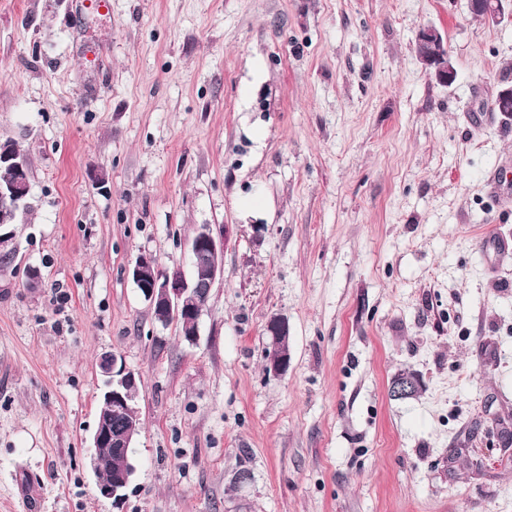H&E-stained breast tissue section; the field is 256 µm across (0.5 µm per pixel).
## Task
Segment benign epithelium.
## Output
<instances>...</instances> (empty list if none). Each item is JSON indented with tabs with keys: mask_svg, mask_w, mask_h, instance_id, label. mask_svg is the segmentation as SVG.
<instances>
[{
	"mask_svg": "<svg viewBox=\"0 0 512 512\" xmlns=\"http://www.w3.org/2000/svg\"><path fill=\"white\" fill-rule=\"evenodd\" d=\"M469 8L480 12L490 25L512 20V0H469ZM418 42L427 47L420 61L436 82L450 86L457 77L448 51L439 48L440 32L433 26L423 27ZM0 168L10 172L8 181L0 183V257L9 259L14 251V232L7 227L17 223L19 211L27 205L30 193L28 168L12 145L0 143ZM224 245L206 224L190 244L191 276L176 268L171 272L160 269L150 254L137 257L129 274L143 299L148 303L154 319L167 324L181 317H195L200 302L209 298L217 279L224 273ZM270 349L268 369L275 375L288 371L291 353L287 346L288 320L273 317L267 324ZM100 374L106 389L98 399L97 423L91 437L90 468L96 476L98 493L112 500L115 506L123 504L134 469H123L107 479L102 477L112 470V456L128 452L133 447V435L125 429L112 426V415H130L138 410L137 396L140 376L128 369L121 357L106 354L99 362ZM421 388L414 372H408L393 382L394 396L408 399Z\"/></svg>",
	"mask_w": 512,
	"mask_h": 512,
	"instance_id": "1",
	"label": "benign epithelium"
}]
</instances>
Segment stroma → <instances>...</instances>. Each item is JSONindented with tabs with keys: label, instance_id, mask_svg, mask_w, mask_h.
I'll list each match as a JSON object with an SVG mask.
<instances>
[{
	"label": "stroma",
	"instance_id": "stroma-1",
	"mask_svg": "<svg viewBox=\"0 0 512 512\" xmlns=\"http://www.w3.org/2000/svg\"><path fill=\"white\" fill-rule=\"evenodd\" d=\"M510 85L512 24L468 0H0V142L31 186L0 271V512H512V190L487 184ZM200 224L224 275L189 342L129 269H189ZM107 353L141 377L119 507L89 466ZM417 39L427 47L426 52L420 56V61L428 75L439 84L452 85L457 73L448 56V51L438 48L440 32L428 25L419 31ZM288 330V320L284 317H273L267 324V347L270 349L268 369L275 375L285 374L291 363V353L287 346ZM406 372L407 371H401L397 375L400 377L396 378L393 382L394 396L400 399L411 398L421 388V381L418 375L414 372Z\"/></svg>",
	"mask_w": 512,
	"mask_h": 512
}]
</instances>
